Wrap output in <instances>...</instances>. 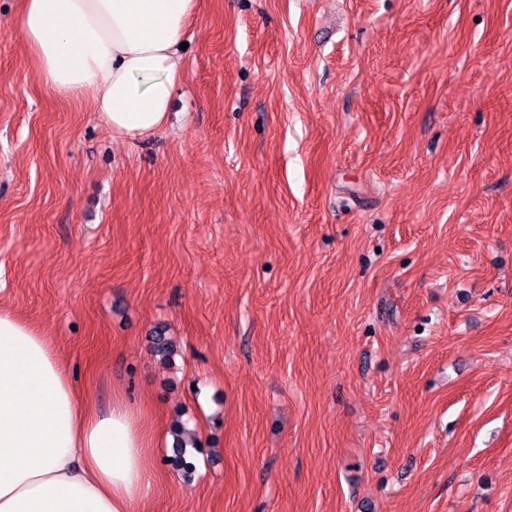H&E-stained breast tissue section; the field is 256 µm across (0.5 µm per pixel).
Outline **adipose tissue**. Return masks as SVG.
<instances>
[{
    "label": "adipose tissue",
    "instance_id": "ef3b65f1",
    "mask_svg": "<svg viewBox=\"0 0 512 512\" xmlns=\"http://www.w3.org/2000/svg\"><path fill=\"white\" fill-rule=\"evenodd\" d=\"M199 0H22L16 25L45 85L113 134L160 129ZM151 426L119 393L77 392L38 325L0 308V512H132L155 482Z\"/></svg>",
    "mask_w": 512,
    "mask_h": 512
}]
</instances>
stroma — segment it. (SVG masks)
<instances>
[{
    "label": "stroma",
    "instance_id": "35a3bbf8",
    "mask_svg": "<svg viewBox=\"0 0 512 512\" xmlns=\"http://www.w3.org/2000/svg\"><path fill=\"white\" fill-rule=\"evenodd\" d=\"M19 7L0 307L152 406L134 512H512V0H199L139 140L40 83Z\"/></svg>",
    "mask_w": 512,
    "mask_h": 512
}]
</instances>
